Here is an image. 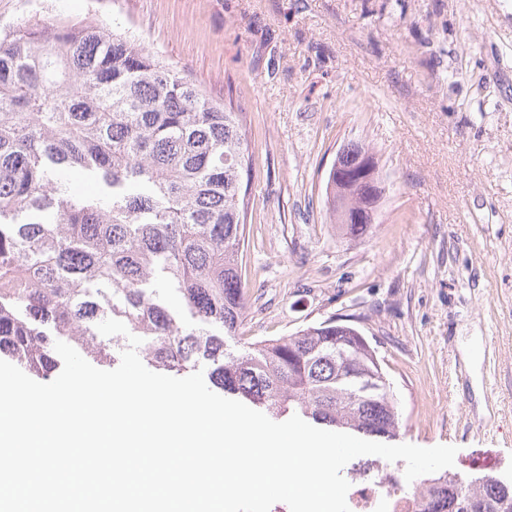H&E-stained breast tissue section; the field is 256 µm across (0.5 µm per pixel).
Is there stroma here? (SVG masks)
<instances>
[{"label":"stroma","instance_id":"35a3bbf8","mask_svg":"<svg viewBox=\"0 0 512 512\" xmlns=\"http://www.w3.org/2000/svg\"><path fill=\"white\" fill-rule=\"evenodd\" d=\"M79 16L140 40L247 113L253 153L233 349L354 319L396 443L512 482V0H0V31ZM390 190L367 237L328 223L339 148Z\"/></svg>","mask_w":512,"mask_h":512}]
</instances>
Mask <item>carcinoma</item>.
Masks as SVG:
<instances>
[{"label": "carcinoma", "instance_id": "obj_1", "mask_svg": "<svg viewBox=\"0 0 512 512\" xmlns=\"http://www.w3.org/2000/svg\"><path fill=\"white\" fill-rule=\"evenodd\" d=\"M64 23L0 31V355L46 379L66 338L107 366L96 326L113 318L157 370L207 363L213 386L273 416L395 436L375 350L336 319L229 348L249 302L244 113L135 38ZM73 171L102 192L73 194ZM446 492L448 475L423 480L418 512H512L493 478Z\"/></svg>", "mask_w": 512, "mask_h": 512}]
</instances>
